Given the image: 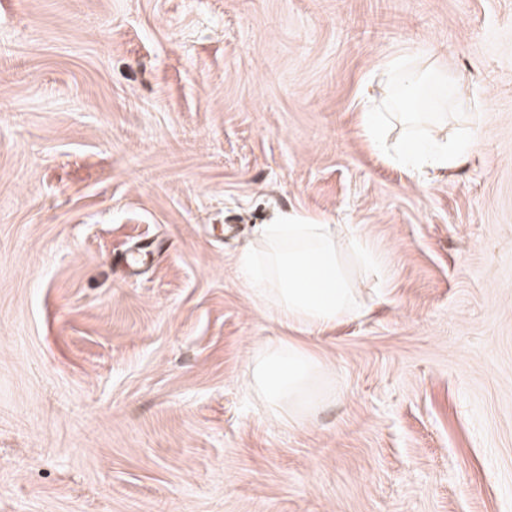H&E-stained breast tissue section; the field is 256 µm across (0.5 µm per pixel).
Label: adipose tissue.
<instances>
[{"label":"adipose tissue","instance_id":"obj_1","mask_svg":"<svg viewBox=\"0 0 512 512\" xmlns=\"http://www.w3.org/2000/svg\"><path fill=\"white\" fill-rule=\"evenodd\" d=\"M385 84L403 82L415 85L426 80L439 82L447 96H454L456 81L439 70L421 71L412 55L402 54L385 60L381 65ZM361 125L369 140L377 145L393 147L396 162L412 168H457L462 159L475 147L467 134L454 139L432 136L427 123L418 113L392 112L387 104L367 109L361 114ZM401 129L398 139H391L394 129ZM323 370L314 355L295 341L279 337L268 339L252 358V373L256 388L273 407H288L289 417L313 411L320 403L312 382Z\"/></svg>","mask_w":512,"mask_h":512}]
</instances>
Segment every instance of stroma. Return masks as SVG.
Here are the masks:
<instances>
[{
  "label": "stroma",
  "mask_w": 512,
  "mask_h": 512,
  "mask_svg": "<svg viewBox=\"0 0 512 512\" xmlns=\"http://www.w3.org/2000/svg\"><path fill=\"white\" fill-rule=\"evenodd\" d=\"M402 53L464 80L453 172L363 133ZM290 208L376 257L364 316L253 299ZM273 336L310 417L251 387ZM0 512H512V0H0ZM323 367L303 345L279 337L268 339L252 357L256 388L271 406L288 405L286 415L292 422L297 414L310 413L320 398L312 382Z\"/></svg>",
  "instance_id": "35a3bbf8"
}]
</instances>
